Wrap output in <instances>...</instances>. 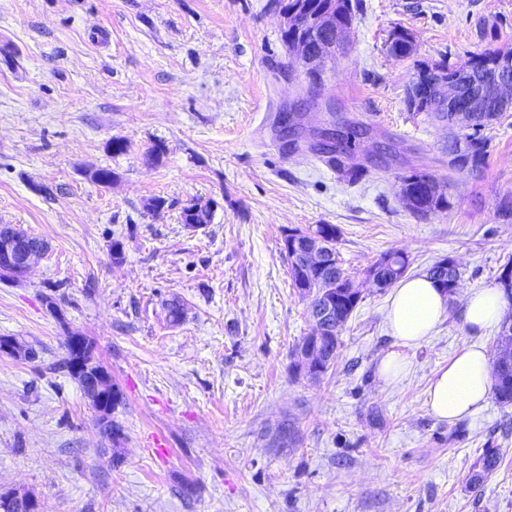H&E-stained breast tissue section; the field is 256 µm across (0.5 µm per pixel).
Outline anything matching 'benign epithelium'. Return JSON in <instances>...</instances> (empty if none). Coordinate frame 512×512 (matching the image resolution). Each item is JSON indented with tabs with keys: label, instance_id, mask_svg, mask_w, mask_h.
Returning a JSON list of instances; mask_svg holds the SVG:
<instances>
[{
	"label": "benign epithelium",
	"instance_id": "obj_1",
	"mask_svg": "<svg viewBox=\"0 0 512 512\" xmlns=\"http://www.w3.org/2000/svg\"><path fill=\"white\" fill-rule=\"evenodd\" d=\"M282 29H299L307 31V36H298L288 44L289 56L309 71H318L323 64L336 57L338 45L349 44L353 22L340 24L338 3L328 0L316 15H304L297 10L279 7ZM413 47V40L401 39L398 35L389 38L387 48L390 56L398 59L407 49ZM497 74L488 82L475 75L471 66L462 67L458 77L466 86L447 87L448 111L452 112L453 124L466 130L472 123L473 112H504L512 107V55H501L496 61ZM439 84V74L428 70L415 92L416 102L422 103L430 92ZM24 233L12 224L0 226V273H7L16 278L26 276L39 257L41 249L33 243H24ZM287 253L304 251L306 266L312 268L324 259L327 243L320 236L308 232H295L293 237L284 241ZM311 313L312 323L336 314L334 299L326 291L315 293L306 298ZM74 352L78 356L72 360L69 371L83 381V394L101 414L102 424L108 423L112 409V395L115 389L107 372L99 365L80 353L79 337L73 338ZM298 363L304 371L314 376L319 369L316 361V349L313 345H301L297 353Z\"/></svg>",
	"mask_w": 512,
	"mask_h": 512
}]
</instances>
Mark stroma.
Masks as SVG:
<instances>
[{
    "label": "stroma",
    "instance_id": "1",
    "mask_svg": "<svg viewBox=\"0 0 512 512\" xmlns=\"http://www.w3.org/2000/svg\"><path fill=\"white\" fill-rule=\"evenodd\" d=\"M352 4L349 47L311 94L274 0H0V224L48 244L26 277L0 275V336L21 348L0 351V493L38 512H512V405L453 424L424 405L458 350L496 348L497 327L460 311L512 259V111L482 131L483 171L452 175L447 124L408 107L418 66L512 49V0ZM399 29L415 43L400 60ZM287 118L307 137L364 122L366 175L286 152ZM413 170L454 179L450 210L405 207ZM194 203L211 223H183ZM319 224L358 279L392 250L412 276L455 260L461 292L400 383L378 376L395 340L390 291L369 284L329 369L294 372L312 322L284 235ZM73 335L120 392L115 439L63 366ZM489 449L502 463L470 489Z\"/></svg>",
    "mask_w": 512,
    "mask_h": 512
}]
</instances>
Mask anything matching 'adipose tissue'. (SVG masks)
<instances>
[{"instance_id":"1","label":"adipose tissue","mask_w":512,"mask_h":512,"mask_svg":"<svg viewBox=\"0 0 512 512\" xmlns=\"http://www.w3.org/2000/svg\"><path fill=\"white\" fill-rule=\"evenodd\" d=\"M508 307L511 305L500 289L472 290L465 297L462 320L470 330L481 331L499 323ZM448 310V295L427 275L398 282L390 294L386 314L396 348L378 363V373L385 383L401 381L410 366V351L432 337ZM492 386V359L488 350L470 346L436 371L426 390L425 406L438 419L453 423L481 408Z\"/></svg>"}]
</instances>
